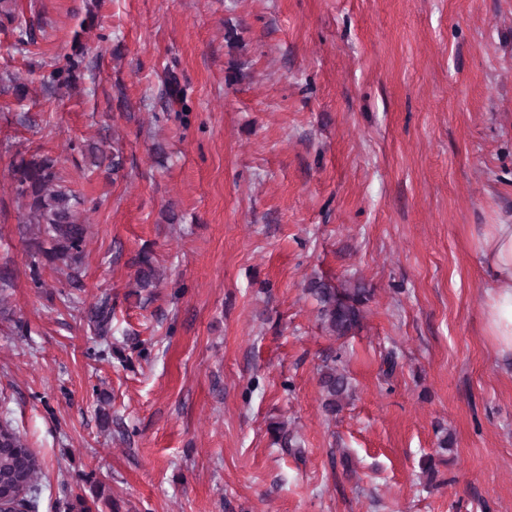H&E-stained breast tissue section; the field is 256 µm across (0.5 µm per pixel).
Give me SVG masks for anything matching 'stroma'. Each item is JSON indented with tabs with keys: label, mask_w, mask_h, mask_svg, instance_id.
I'll return each instance as SVG.
<instances>
[{
	"label": "stroma",
	"mask_w": 512,
	"mask_h": 512,
	"mask_svg": "<svg viewBox=\"0 0 512 512\" xmlns=\"http://www.w3.org/2000/svg\"><path fill=\"white\" fill-rule=\"evenodd\" d=\"M35 3L26 50L0 25V80L30 84L0 92V418L42 461L39 512H512V354L474 254L512 223V0ZM99 143L119 173L87 166ZM19 150L89 205L78 288L30 278ZM314 277L371 288L354 336L324 330ZM336 354L355 394L331 417ZM81 63V59H69L66 66L53 67L49 72L40 75L39 81L41 85L51 88L70 87L72 85L73 74ZM134 265L137 268L135 271L137 287L142 291H147V295L150 296V288H156L159 281L152 252L142 250L135 258ZM88 319L99 336L108 335L112 321V307L107 299H101L90 307ZM318 382L323 409L329 415H336L352 396L349 378L336 367V357L332 363L322 366Z\"/></svg>",
	"instance_id": "obj_1"
}]
</instances>
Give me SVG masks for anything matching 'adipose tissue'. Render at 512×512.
Returning a JSON list of instances; mask_svg holds the SVG:
<instances>
[{"label":"adipose tissue","mask_w":512,"mask_h":512,"mask_svg":"<svg viewBox=\"0 0 512 512\" xmlns=\"http://www.w3.org/2000/svg\"><path fill=\"white\" fill-rule=\"evenodd\" d=\"M475 251L491 280L483 306L486 333L512 351V224L487 225Z\"/></svg>","instance_id":"ef3b65f1"}]
</instances>
